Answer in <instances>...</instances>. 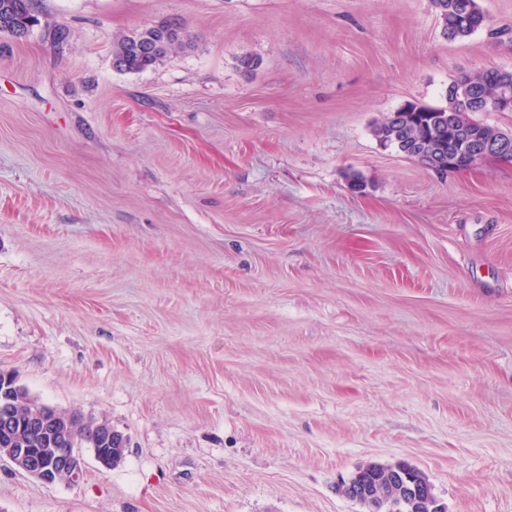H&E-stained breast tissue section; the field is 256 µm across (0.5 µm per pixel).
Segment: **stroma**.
I'll return each mask as SVG.
<instances>
[{"instance_id": "stroma-1", "label": "stroma", "mask_w": 512, "mask_h": 512, "mask_svg": "<svg viewBox=\"0 0 512 512\" xmlns=\"http://www.w3.org/2000/svg\"><path fill=\"white\" fill-rule=\"evenodd\" d=\"M34 0L0 34V369L126 440L0 512H366L407 462L512 512V161L438 174L373 125L512 70V0ZM191 45L142 73L115 35ZM256 58V69L239 59ZM461 1L463 0H432V5L435 9L439 25L442 26L444 22H448V33H452L453 31L460 29L458 32L454 33L453 40H462L473 34L471 30L464 29L462 27H474L475 30L478 31L486 26V19L488 20L487 16L485 19L484 11L479 12L474 7L473 2L478 1ZM457 7L458 11L452 18L451 22H449L448 15L453 13ZM190 44L189 34L179 19L163 18L150 27L116 35L112 40V60L120 72L140 73L160 65ZM145 45L149 49H140ZM363 467H359L356 473L349 479V481L343 485L344 493L347 485L357 477L358 473L362 470ZM347 495L350 497H355L356 499H364L366 501V505L368 506H375L376 504L374 500L377 498V496L380 495V492L377 484H373L368 479H365L359 482H355L354 485L352 483L349 484Z\"/></svg>"}]
</instances>
